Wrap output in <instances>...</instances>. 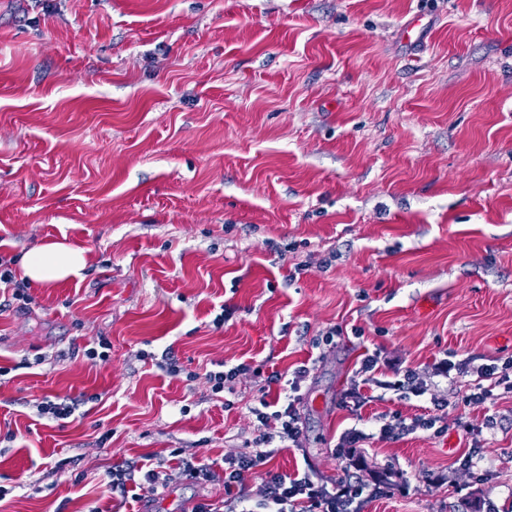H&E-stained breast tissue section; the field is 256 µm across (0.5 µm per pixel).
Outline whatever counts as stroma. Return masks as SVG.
<instances>
[{
  "mask_svg": "<svg viewBox=\"0 0 512 512\" xmlns=\"http://www.w3.org/2000/svg\"><path fill=\"white\" fill-rule=\"evenodd\" d=\"M56 240L83 279L0 313V512L221 504L260 387L212 392L222 364L313 362L300 446L266 467L341 476L345 429L426 412L393 391L342 408L366 353L382 380L512 361V0H0V257ZM103 337L109 361L86 360ZM440 395L444 435L367 440L359 482L391 487L362 512H458L476 474L454 463L461 391ZM46 396L86 402L61 422ZM487 417L477 474L512 512V392ZM132 461L161 465L162 494L112 497ZM135 468L127 465H115L112 467V471L109 472V481L107 486L112 491V495L119 493L122 497L125 496L129 491L127 490V484L129 482H135L134 478Z\"/></svg>",
  "mask_w": 512,
  "mask_h": 512,
  "instance_id": "35a3bbf8",
  "label": "stroma"
}]
</instances>
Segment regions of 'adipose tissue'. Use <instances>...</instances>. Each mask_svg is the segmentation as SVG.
<instances>
[{
  "mask_svg": "<svg viewBox=\"0 0 512 512\" xmlns=\"http://www.w3.org/2000/svg\"><path fill=\"white\" fill-rule=\"evenodd\" d=\"M87 264L85 251L64 241L33 248L22 262L24 278L42 285L81 278Z\"/></svg>",
  "mask_w": 512,
  "mask_h": 512,
  "instance_id": "ef3b65f1",
  "label": "adipose tissue"
}]
</instances>
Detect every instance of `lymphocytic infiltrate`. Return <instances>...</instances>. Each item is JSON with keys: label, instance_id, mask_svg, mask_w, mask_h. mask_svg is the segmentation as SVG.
Masks as SVG:
<instances>
[{"label": "lymphocytic infiltrate", "instance_id": "f902f5d3", "mask_svg": "<svg viewBox=\"0 0 512 512\" xmlns=\"http://www.w3.org/2000/svg\"><path fill=\"white\" fill-rule=\"evenodd\" d=\"M378 364L377 354L366 355L355 372L342 404L351 411H359L366 398L362 393L364 383L376 382L378 388L393 390L417 397L429 396L435 411L443 410L448 402L432 396V388L451 382L452 378H465L469 388L461 398L463 407L475 408L484 404L494 388L503 385L492 364H476L467 357L453 362L441 360L434 364L429 380H421L412 369L399 372L396 380L374 381L372 374ZM311 368L302 364L296 367L290 378L272 373L270 382L281 385L275 398L259 397L252 413L263 431L256 438L245 442L242 450L224 460V493L227 497L226 512H361L363 489L354 474L359 463L354 455L369 435L364 429L353 427L343 432L334 453L345 469L335 480H324L309 473L282 475L266 470L265 465L273 444L284 448L298 447L303 436L297 408V394L309 377ZM257 473L262 479V494L252 499L243 488L245 474Z\"/></svg>", "mask_w": 512, "mask_h": 512}]
</instances>
